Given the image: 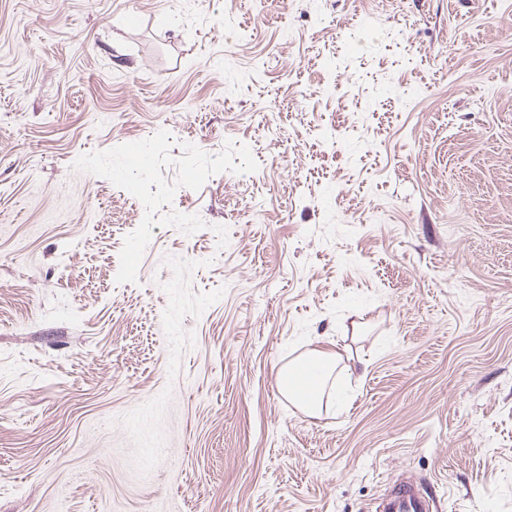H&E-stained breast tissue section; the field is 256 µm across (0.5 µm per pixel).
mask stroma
Here are the masks:
<instances>
[{
	"mask_svg": "<svg viewBox=\"0 0 512 512\" xmlns=\"http://www.w3.org/2000/svg\"><path fill=\"white\" fill-rule=\"evenodd\" d=\"M403 473L512 512V0H0V512ZM340 359L341 353L338 351L332 353L313 347L309 350L307 362L319 374L317 391L301 393L294 386L292 387L289 379L293 375L295 366L284 365L278 373V383L281 392L296 401L309 416H318L323 405L326 383L337 368Z\"/></svg>",
	"mask_w": 512,
	"mask_h": 512,
	"instance_id": "1",
	"label": "stroma"
}]
</instances>
